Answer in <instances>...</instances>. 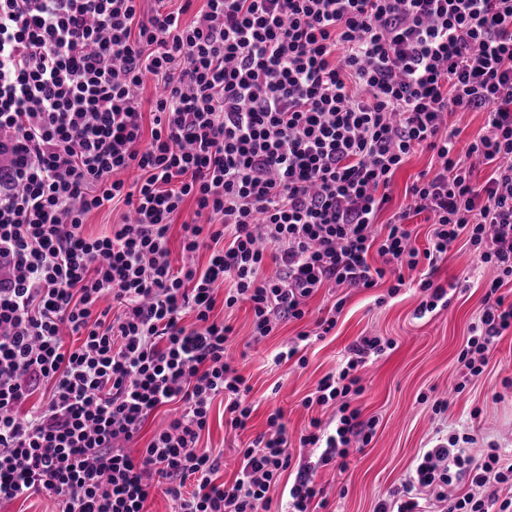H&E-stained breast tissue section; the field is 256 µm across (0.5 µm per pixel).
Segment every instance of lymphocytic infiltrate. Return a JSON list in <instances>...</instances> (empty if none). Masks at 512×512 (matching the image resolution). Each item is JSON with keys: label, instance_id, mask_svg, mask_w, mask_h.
<instances>
[{"label": "lymphocytic infiltrate", "instance_id": "1", "mask_svg": "<svg viewBox=\"0 0 512 512\" xmlns=\"http://www.w3.org/2000/svg\"><path fill=\"white\" fill-rule=\"evenodd\" d=\"M456 112L485 115L462 153ZM424 150L435 164L379 223L395 172ZM120 204L121 223L85 233L90 213ZM460 240L493 278L459 393L512 331V0H0V503L150 512L160 491L175 512H271L292 469L287 512H318L317 467L346 470L376 433L361 371L395 342L359 337L303 398L331 414L299 439L316 465H294L277 409L224 481L200 446L213 403L237 435L255 406L216 304L249 305L255 346L308 316L318 290L407 269L421 273L422 316L447 307L434 275ZM344 304L276 362L305 365ZM475 442L439 436L374 512H512V458Z\"/></svg>", "mask_w": 512, "mask_h": 512}]
</instances>
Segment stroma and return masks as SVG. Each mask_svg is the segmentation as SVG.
<instances>
[{
	"label": "stroma",
	"mask_w": 512,
	"mask_h": 512,
	"mask_svg": "<svg viewBox=\"0 0 512 512\" xmlns=\"http://www.w3.org/2000/svg\"><path fill=\"white\" fill-rule=\"evenodd\" d=\"M434 278L453 284L450 303L421 319L414 315L418 304L414 282H406L396 298L382 305L376 299L386 293V284L349 290L335 330L308 346L303 367L274 362L284 341L300 330V323L283 326L259 350L247 352L242 341L251 328L248 307L216 309L234 325L239 337L233 352L243 355L244 374L252 388L250 398L256 407L252 433L261 432L269 413L279 408L293 442L298 441L310 419L321 414L320 408H304L302 399L324 375L339 367L352 341L371 334L395 341L394 350L365 370L363 414L379 419L371 443L350 455L345 471L330 466L317 470L316 480L328 501L322 512H373L378 500L407 478L419 453L434 445L441 430L477 433L479 445L493 442L501 453L512 456V392L498 401L492 398L501 390L502 379L512 375V333L494 346L477 383L459 394L452 390L460 374L458 354L483 307L487 275L477 270L469 248L459 244L449 252ZM433 390L448 398L444 416H435L421 402L422 396ZM476 407L481 408L482 415L475 423L470 412Z\"/></svg>",
	"instance_id": "35a3bbf8"
}]
</instances>
